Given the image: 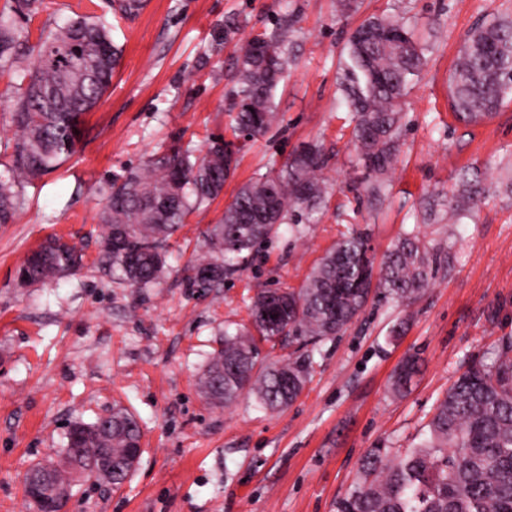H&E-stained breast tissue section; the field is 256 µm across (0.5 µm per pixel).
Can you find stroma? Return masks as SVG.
Wrapping results in <instances>:
<instances>
[{
    "mask_svg": "<svg viewBox=\"0 0 512 512\" xmlns=\"http://www.w3.org/2000/svg\"><path fill=\"white\" fill-rule=\"evenodd\" d=\"M79 15L110 26L122 53L111 89L84 116L77 153L25 186L13 223L0 224V512H29L31 464L57 456L70 423L116 404L139 420L140 463L118 489L69 473L66 512H336L362 482L364 457L380 448L392 460L417 443L458 373L512 336V102L477 125L457 122L448 105L468 32L512 21V0H353L346 11L339 0H146L129 19L109 0H43L30 43ZM380 15L403 18L425 65L402 102L399 153L374 205L338 77L352 29ZM230 16L239 28L228 34ZM285 21L290 64L275 93L277 122L242 141L223 192L170 239L160 284L113 282L93 266L107 180L170 146L231 138L238 50ZM308 143L323 147L328 190L314 218L264 244L222 287L203 296L187 288L186 262L206 256L203 233L238 188ZM465 170L480 203L457 226L450 274L409 305L370 300L322 345L288 408L263 409L248 392L221 408L207 403L199 380L210 354L225 326L247 323L259 289L299 286L351 224L371 228L379 263L408 230L446 236ZM52 235L80 245L86 269L21 286L17 267ZM410 353L419 371L398 395L390 377Z\"/></svg>",
    "mask_w": 512,
    "mask_h": 512,
    "instance_id": "obj_1",
    "label": "stroma"
}]
</instances>
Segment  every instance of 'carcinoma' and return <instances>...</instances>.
Listing matches in <instances>:
<instances>
[{"label":"carcinoma","instance_id":"1","mask_svg":"<svg viewBox=\"0 0 512 512\" xmlns=\"http://www.w3.org/2000/svg\"><path fill=\"white\" fill-rule=\"evenodd\" d=\"M0 10V70L22 72L8 93L15 143L10 160L0 162V224L17 210V188L57 168L76 151L82 117L112 86L121 50L101 21L69 19L40 36L32 67H22L29 42L28 22L42 0H6ZM288 28L278 25L252 37L236 64L235 95L230 103L233 133L265 134L277 118L274 96L288 65ZM424 63L422 48L399 20L374 16L350 34L339 89L355 122L356 149L369 173L366 192L379 201L381 177L393 166L401 135V101L409 77ZM449 106L458 119L479 122L512 101V23L494 20L479 26L462 45L449 78ZM325 158L316 144L304 145L282 164L273 161L258 178L242 185L221 219L205 232L209 260L185 269L187 286L207 290L224 277L252 267L257 247L278 237L299 211L312 214L324 202L326 186L318 177ZM237 166L233 144L211 140L205 153L188 147L156 156L138 170L112 176L98 214L104 224L99 265L112 279L131 288H148L164 274L165 243L187 218L218 197ZM475 190L463 177L454 220L475 204ZM452 237L424 242L407 232L394 244L379 274H373L367 233L349 229L298 288L261 290L250 298L249 325L224 329L203 378L201 393L213 406L234 402L245 390L271 410L291 405L303 392L314 353L343 334L377 297L409 302L438 275L451 270ZM83 268L82 251L49 237L18 268L20 282L34 285ZM265 341L301 337L310 353L275 361L255 372L252 333ZM417 372L408 356L393 378L404 391ZM118 424L112 456L120 469L118 488L133 471L124 448L141 442L136 416L114 409ZM97 423L74 422L67 435L66 466L86 471L98 466L95 444L73 457L72 437L92 435ZM364 481L336 502V512H512V336L500 339L494 357L469 363L437 401L422 440L395 461L376 448L363 460Z\"/></svg>","mask_w":512,"mask_h":512}]
</instances>
